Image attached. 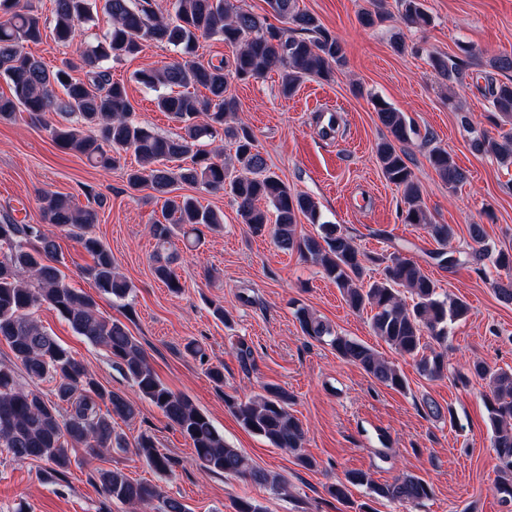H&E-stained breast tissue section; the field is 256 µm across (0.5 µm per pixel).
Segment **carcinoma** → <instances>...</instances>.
Segmentation results:
<instances>
[{"label": "carcinoma", "mask_w": 512, "mask_h": 512, "mask_svg": "<svg viewBox=\"0 0 512 512\" xmlns=\"http://www.w3.org/2000/svg\"><path fill=\"white\" fill-rule=\"evenodd\" d=\"M268 13L283 23L274 26L236 4V0H173L174 16L159 14L156 0H103L102 9L110 27L94 45L76 51L61 66L49 69L41 59L25 51L42 40L46 22L32 5L20 0H0V12L10 17L0 22V78L10 94L0 96V120L17 112L36 119L53 112L61 121L49 126L52 141L104 168L119 163L122 153L133 151L137 166L127 173L132 190L147 187L162 201L161 217L151 221L155 240L152 271L175 294L182 291L172 264L177 253L174 239L199 240L202 229L224 223L223 214L202 206L191 195H175L178 184L222 191L238 206L242 223L255 235L271 231L276 247L319 265L336 284L348 307L357 313L371 312V327L402 356L416 361L420 373L438 379L448 370V322L469 312L460 298H440L435 282L420 264L400 252L370 256L341 224H320L315 236L297 234L298 217L314 222L317 202L308 194L294 193L271 171L258 151L253 132L229 123L237 101L227 95L230 81L258 79L270 71L281 78V93L292 95L310 77L328 79L343 65L340 41L328 33L311 13L300 9L298 0H265ZM52 32L56 42L70 44L81 23L93 18L97 0H54ZM405 21L429 22L419 0H398ZM216 38L233 49L232 56L218 63L174 60L158 68L134 73L136 82L150 89L167 91L156 98L159 111L180 125L181 133L161 136L132 118L133 106L125 84L112 80L104 68L107 61L135 56L148 42L171 46L185 54L194 52L199 38ZM464 57L433 56L430 65L450 84L477 90L497 112L503 124L512 125V80L496 79L491 73L469 71L472 49L461 48ZM81 71L83 76L75 73ZM180 91L173 92L171 88ZM203 88L207 95L199 96ZM374 109L389 137L376 146V159L385 179L403 191L404 223L421 226L440 246L455 236L449 224L436 223L423 202V189L406 162L401 144L412 132L405 115L385 101L373 99ZM462 125L471 130L470 147L481 156L504 160L512 156V132L492 136L472 129L469 118ZM219 140L233 151L235 166L224 163L223 149L204 148L203 140ZM428 162L454 190L465 180L448 151L434 147ZM87 204L76 205L69 195L43 192L37 197L43 223L20 224L5 217L0 221V341L11 349L14 362L0 365V448L16 461L43 460L50 472L66 471L71 459L68 446H83L92 452L125 449L128 443L112 425V419H131L137 403L126 395L107 390L85 365L44 330L33 310L47 305L66 319L73 330L90 343L101 346L136 387L141 399L158 407L165 417L193 443L197 461L215 473L232 474L269 488L286 489L284 478L250 465L242 452L230 446L209 417L186 396L173 392L157 376L141 343L126 325L97 314L96 300L73 288L60 269L63 264L56 232H65L81 244L93 259L83 274L93 280L101 294L125 300L131 293L127 280L115 268L112 252L94 234L100 196L86 193ZM275 222H268V210ZM475 244L461 260L448 256V266L460 262L482 272L490 260L499 270L512 273V252L496 249L486 241L481 224L468 226ZM382 267V278L364 282L366 263ZM410 293L412 304L400 296ZM297 320L303 335L317 341L329 339L336 355L361 367L378 383L398 391L406 389L405 377L379 353L347 336L333 334L321 319L300 311ZM31 380L53 382L50 394L26 389L16 369ZM470 374L484 384L489 403L492 447L498 460L495 490L512 505V372L495 369L484 361L469 365ZM293 396L287 389L267 384L246 401L224 395V404L247 431L265 438L273 447L293 453L301 466L315 462L304 453L305 431L290 412ZM135 453L160 476L172 471V459L161 452L150 434H141ZM96 479L113 499L132 506L161 503L162 512H188L184 503L167 495L158 484L135 482L121 470H99ZM367 486L374 498L400 505L416 504L432 494L423 478L404 474L391 483L376 484L361 471H351L345 481L328 487L340 502L351 503L350 487Z\"/></svg>", "instance_id": "carcinoma-1"}]
</instances>
